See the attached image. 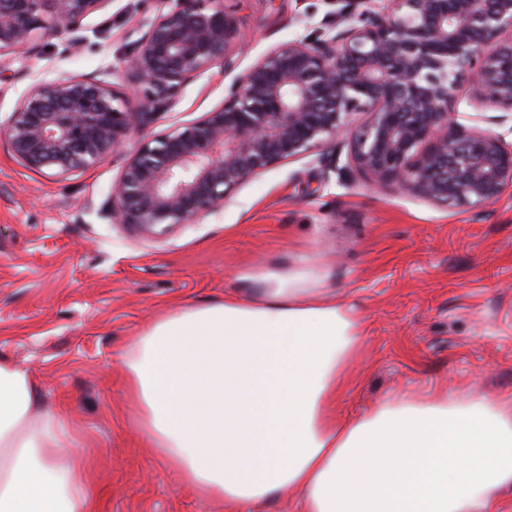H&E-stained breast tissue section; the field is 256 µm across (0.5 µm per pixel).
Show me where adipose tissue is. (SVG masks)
<instances>
[{
    "label": "adipose tissue",
    "mask_w": 512,
    "mask_h": 512,
    "mask_svg": "<svg viewBox=\"0 0 512 512\" xmlns=\"http://www.w3.org/2000/svg\"><path fill=\"white\" fill-rule=\"evenodd\" d=\"M354 306L293 277L161 314L126 362L137 433L229 512H512V400L442 389L337 417L362 351ZM0 362V512H97L61 410Z\"/></svg>",
    "instance_id": "1"
}]
</instances>
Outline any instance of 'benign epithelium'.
<instances>
[{"instance_id": "benign-epithelium-1", "label": "benign epithelium", "mask_w": 512, "mask_h": 512, "mask_svg": "<svg viewBox=\"0 0 512 512\" xmlns=\"http://www.w3.org/2000/svg\"><path fill=\"white\" fill-rule=\"evenodd\" d=\"M109 2L0 0V77L13 55L61 27L78 32ZM163 2L127 57L143 99L133 105L93 77L33 83L0 127L23 166L62 175L92 166L213 63L235 68L241 30L224 0ZM330 4L323 27L239 74L220 108L142 139L112 185L111 219L145 231L195 224L249 179L311 156L325 174L449 208L495 201L512 184V144L480 124L512 120V0ZM470 73L476 112L466 125L449 106ZM488 107L501 114L484 115Z\"/></svg>"}]
</instances>
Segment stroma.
<instances>
[{
    "label": "stroma",
    "mask_w": 512,
    "mask_h": 512,
    "mask_svg": "<svg viewBox=\"0 0 512 512\" xmlns=\"http://www.w3.org/2000/svg\"><path fill=\"white\" fill-rule=\"evenodd\" d=\"M242 38L236 71L321 25L327 0H224ZM162 0H110L84 21L82 41L59 31L12 57L0 81V123L38 79L94 76L129 101L143 88L125 66ZM236 71L215 64L156 113L123 152L57 175L20 165L0 135V361L63 406L92 462L103 512H225L181 484L140 442V405L124 362L164 311L301 278L366 316L365 372L336 401L349 417L404 391L440 387L512 398V186L481 209L446 208L363 179L322 181L310 158L239 186L223 212L163 235L113 223L104 204L127 155L219 108Z\"/></svg>",
    "instance_id": "1"
}]
</instances>
